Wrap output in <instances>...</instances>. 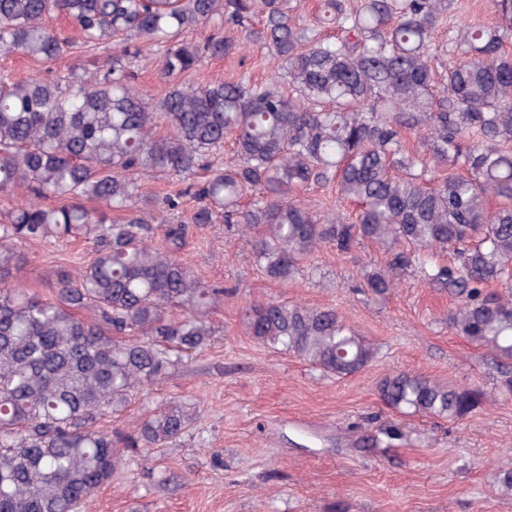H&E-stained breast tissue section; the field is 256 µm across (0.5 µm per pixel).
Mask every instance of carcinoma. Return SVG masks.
<instances>
[{"label": "carcinoma", "instance_id": "obj_1", "mask_svg": "<svg viewBox=\"0 0 512 512\" xmlns=\"http://www.w3.org/2000/svg\"><path fill=\"white\" fill-rule=\"evenodd\" d=\"M499 22L441 43L446 0H322L314 28H300L284 0H0V54L50 61L75 41L112 49L107 62L25 81L0 72V195L25 201L0 224V512H85L112 480L123 452L164 447L194 419L168 402L132 423L141 391L214 336L210 309L225 289L206 285L174 256L186 224L237 225L271 280L286 282L324 244L340 253L364 242L388 250L365 285L384 295L409 270L459 298L448 324L489 349L498 388L512 395V0H491ZM62 13L77 40L46 25ZM257 28L246 27L252 16ZM213 24L202 43L186 31ZM333 27L334 36L321 29ZM271 48L290 92L275 81L175 85L158 102L133 83L132 61L159 53L163 77L223 58L241 43ZM453 43L458 61L434 80L432 60ZM422 134L424 162L402 132ZM229 162L216 161L226 139ZM204 179L196 180L198 171ZM163 172L196 205L187 221L163 216L166 247L152 245L132 176ZM336 185L358 204L350 222L305 208L296 193ZM262 195L241 205L244 194ZM84 199L105 203L92 211ZM126 212L120 222L109 211ZM83 239L94 257L63 269L43 298L14 278L17 245ZM455 263L437 265V252ZM494 283L502 292L486 290ZM247 332L328 375L359 372L377 350L332 308L249 304ZM382 401L458 421L485 393L399 372L377 385Z\"/></svg>", "mask_w": 512, "mask_h": 512}]
</instances>
